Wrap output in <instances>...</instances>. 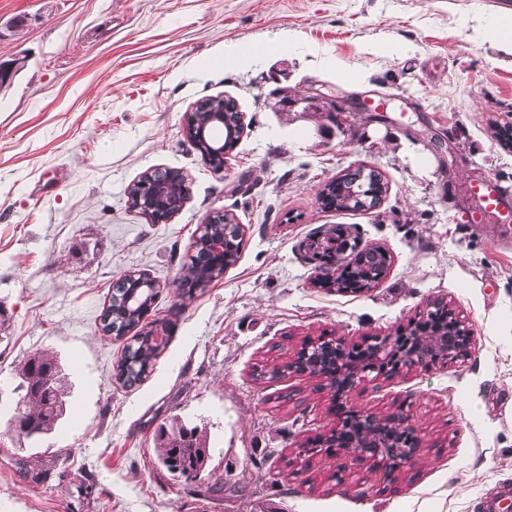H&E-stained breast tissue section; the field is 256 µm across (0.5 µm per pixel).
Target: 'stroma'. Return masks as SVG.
Instances as JSON below:
<instances>
[{
	"label": "stroma",
	"mask_w": 512,
	"mask_h": 512,
	"mask_svg": "<svg viewBox=\"0 0 512 512\" xmlns=\"http://www.w3.org/2000/svg\"><path fill=\"white\" fill-rule=\"evenodd\" d=\"M510 17L512 0H0V63L14 69L0 90V403L48 350L72 404L49 437L0 447V512H490L512 489V220L466 215L489 176L512 203V149L492 135L512 125V42L479 26ZM282 88L358 94L389 121L355 112L325 139L321 114L269 110ZM214 98L244 124L219 171L185 130ZM359 166L380 170V208H325L323 185ZM158 168L181 170L189 195L152 224L127 189ZM218 212L242 228L239 258L183 296L198 225ZM337 224L346 258L371 244L392 256L370 291L313 284L304 245ZM129 272L159 282L148 318L172 330L126 389L125 342L102 335L100 314ZM440 298L472 333L468 359L347 399L406 411L426 446L418 464L385 478L348 456H300L336 427L332 392L271 367L323 336L392 333ZM173 417L206 428L209 472L243 497L157 463L155 431Z\"/></svg>",
	"instance_id": "35a3bbf8"
}]
</instances>
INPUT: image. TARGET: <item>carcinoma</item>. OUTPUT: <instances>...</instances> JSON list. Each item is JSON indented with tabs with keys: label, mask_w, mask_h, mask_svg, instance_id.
Returning <instances> with one entry per match:
<instances>
[{
	"label": "carcinoma",
	"mask_w": 512,
	"mask_h": 512,
	"mask_svg": "<svg viewBox=\"0 0 512 512\" xmlns=\"http://www.w3.org/2000/svg\"><path fill=\"white\" fill-rule=\"evenodd\" d=\"M212 110L224 111V123L237 125L238 111L231 99H208ZM338 182L326 184L322 192L326 193L327 208L337 211H367L374 206L375 198L368 204L359 200V194L375 189L386 193L383 179H374L373 172H363V167L337 176ZM169 193L179 199L187 193L186 185L179 174L164 173L163 176L149 178L144 176L134 183L128 191L132 205L154 203L156 196ZM215 238L224 239L223 260L215 264L196 266L190 264L183 268L182 286L185 292L208 287L224 274V270L235 264L242 244L237 224H207L199 230L194 247L207 250L208 242ZM387 262L386 253L381 249H363L343 268L334 280V288L341 291L345 278L352 277L366 281L377 275L379 268ZM134 284L129 280L115 281L109 304L102 311L101 331L107 336L120 339L129 331L136 330L131 342L124 346L115 378L124 387H132L148 377L154 370L158 359L168 343L170 325L160 321L148 328L141 324L144 311L151 308L157 293H139L136 299ZM13 392L17 401L9 421V429L18 440L38 442L53 433L67 412V390L62 364L53 354L40 351L31 355L16 372ZM157 459L173 475L195 480L206 471L210 460V448L207 434L197 425L189 426L178 418H172L162 425L156 437Z\"/></svg>",
	"instance_id": "1"
}]
</instances>
